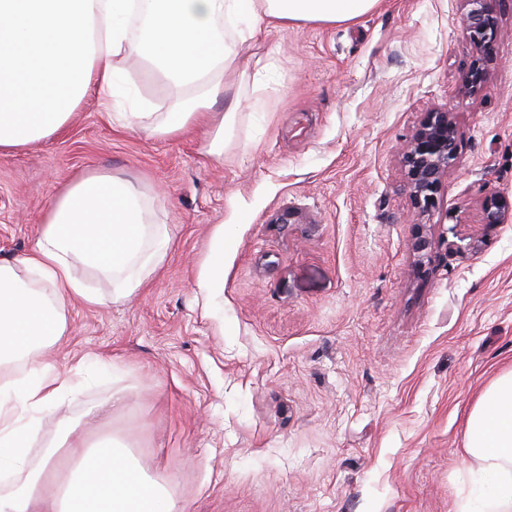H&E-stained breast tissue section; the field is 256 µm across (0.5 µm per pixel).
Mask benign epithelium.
Here are the masks:
<instances>
[{
	"label": "benign epithelium",
	"instance_id": "obj_1",
	"mask_svg": "<svg viewBox=\"0 0 512 512\" xmlns=\"http://www.w3.org/2000/svg\"><path fill=\"white\" fill-rule=\"evenodd\" d=\"M469 9L463 18V31L477 49V56L470 64L466 92L476 97L486 83V65L498 36L497 16L488 6L489 0H466ZM459 144L453 113L434 110L425 114L418 129L404 147L402 162L407 185L415 211L417 233L412 250L419 260L428 257L431 241L427 225L422 219L436 206L444 178L458 158ZM509 218V207L502 198L492 196L483 205L486 224H504Z\"/></svg>",
	"mask_w": 512,
	"mask_h": 512
}]
</instances>
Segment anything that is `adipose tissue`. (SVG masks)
<instances>
[{"instance_id": "obj_1", "label": "adipose tissue", "mask_w": 512, "mask_h": 512, "mask_svg": "<svg viewBox=\"0 0 512 512\" xmlns=\"http://www.w3.org/2000/svg\"><path fill=\"white\" fill-rule=\"evenodd\" d=\"M379 0H0V153L59 132L88 89L112 124L160 138L197 130L221 158L237 122L235 107L215 115L225 71L240 49L270 31L305 21L350 22ZM139 18L130 28V18ZM135 57L169 83L191 89L176 111L116 112L117 62ZM140 184L95 172L67 184L40 224L34 248L0 259V366L24 363L0 384V469L14 473L0 491V512H185L169 479L143 473L131 451L104 437L96 445L63 417L42 458L29 464V430L58 408L94 360L69 372L56 365L74 304L118 305L164 263L165 225L145 216ZM108 279L91 287L74 269ZM464 449L492 487L480 512H512V369L501 372L470 411Z\"/></svg>"}]
</instances>
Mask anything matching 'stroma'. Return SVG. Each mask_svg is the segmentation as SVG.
Masks as SVG:
<instances>
[{"mask_svg":"<svg viewBox=\"0 0 512 512\" xmlns=\"http://www.w3.org/2000/svg\"><path fill=\"white\" fill-rule=\"evenodd\" d=\"M485 91L466 0H380L350 23L297 22L224 76L239 117L221 159L193 132L112 126L88 92L63 129L0 154V257L23 256L57 193L110 172L139 180L171 240L119 306L74 304L59 368L105 361L65 398L77 417L124 389L112 427L187 512H478L467 417L512 368V0ZM179 89L122 63L120 109L172 108ZM461 143L419 266L402 151L425 112ZM293 224L275 223L283 211ZM223 254L221 287L197 281ZM509 215L511 219L512 205L510 203L509 213V205L506 206L500 197L491 196L483 205L484 224H504L508 220Z\"/></svg>","mask_w":512,"mask_h":512,"instance_id":"1","label":"stroma"}]
</instances>
